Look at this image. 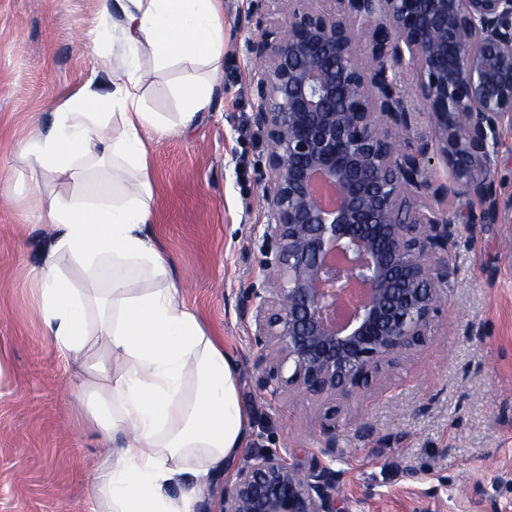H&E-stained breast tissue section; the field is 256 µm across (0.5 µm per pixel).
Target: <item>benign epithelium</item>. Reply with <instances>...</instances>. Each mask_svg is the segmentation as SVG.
Here are the masks:
<instances>
[{
	"label": "benign epithelium",
	"instance_id": "obj_1",
	"mask_svg": "<svg viewBox=\"0 0 512 512\" xmlns=\"http://www.w3.org/2000/svg\"><path fill=\"white\" fill-rule=\"evenodd\" d=\"M283 25L257 22L249 51L255 126L269 143L261 279L243 291L266 396L347 403L431 331L452 269L451 221L423 198L484 204L494 224L496 134L512 126V0H270ZM417 69L430 140L392 146L415 111L397 73ZM450 177H422L429 151ZM336 414L322 424L336 453ZM224 512H349L336 472L252 452L220 490Z\"/></svg>",
	"mask_w": 512,
	"mask_h": 512
}]
</instances>
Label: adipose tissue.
<instances>
[{"label":"adipose tissue","mask_w":512,"mask_h":512,"mask_svg":"<svg viewBox=\"0 0 512 512\" xmlns=\"http://www.w3.org/2000/svg\"><path fill=\"white\" fill-rule=\"evenodd\" d=\"M101 2L116 14V51L96 61L112 90L87 85L66 98L26 158L34 176L73 184L72 200L37 196L56 253L86 269L111 261L112 276L107 287L79 288L49 262L36 274L41 311L55 344L81 358L79 389L96 403L88 422L104 451L93 467L94 500L105 512H189L170 487L190 479L201 488L214 470L231 467L247 443L249 416L237 360L185 305L146 229L153 183L143 133L169 135L208 111L224 54V2ZM146 52L160 63L201 59L211 67L210 79L180 86L179 125L142 105ZM86 163L107 167L106 181L85 178ZM136 277L151 287L131 288Z\"/></svg>","instance_id":"obj_1"}]
</instances>
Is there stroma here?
<instances>
[{
    "mask_svg": "<svg viewBox=\"0 0 512 512\" xmlns=\"http://www.w3.org/2000/svg\"><path fill=\"white\" fill-rule=\"evenodd\" d=\"M284 21L259 0H224V77L211 108L178 134L149 140L154 220L148 230L171 281L241 371L251 411L249 450L335 470L349 512H512V127L498 139L497 223L482 204L438 201L452 221L455 273L430 336L415 355L345 404L335 457L322 455L331 404L270 399L257 388L251 318L238 305L259 272L270 213L263 199L269 144L253 123L250 88L262 65L247 49L257 20ZM112 51L99 0H0V512H91L100 437L76 405L78 364L59 351L39 309L35 274L55 242L21 154L56 107ZM144 106L178 122L177 88L206 77L185 60L157 64Z\"/></svg>",
    "mask_w": 512,
    "mask_h": 512,
    "instance_id": "stroma-1",
    "label": "stroma"
}]
</instances>
